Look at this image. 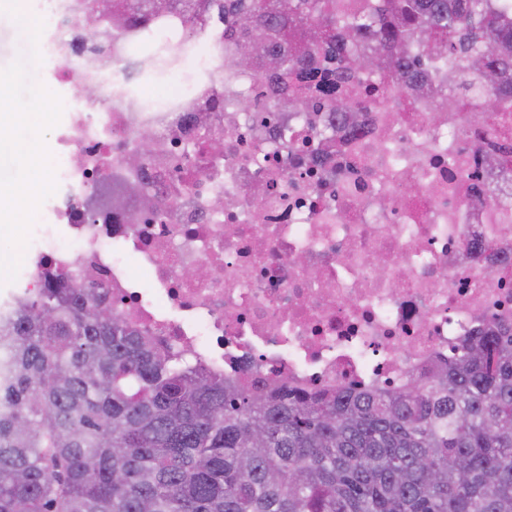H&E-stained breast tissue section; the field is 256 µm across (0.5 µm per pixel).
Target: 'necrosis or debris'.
I'll return each mask as SVG.
<instances>
[{
  "label": "necrosis or debris",
  "mask_w": 512,
  "mask_h": 512,
  "mask_svg": "<svg viewBox=\"0 0 512 512\" xmlns=\"http://www.w3.org/2000/svg\"><path fill=\"white\" fill-rule=\"evenodd\" d=\"M78 2L31 0L42 58L60 82L86 79L98 94L62 100L57 190L17 279L0 286V311L59 273L83 286L90 269L132 330L191 350L206 370L251 389L284 379L327 393L403 385L464 337L512 326V134L493 137L473 100L449 122L433 119L436 86L364 94L346 122L316 96L293 112L266 82L229 79L198 40L178 48L201 67L197 94L227 97L223 111H193L177 87L130 112L122 90L143 79L133 54L82 45ZM285 124L300 141L280 139ZM143 126L157 151L131 169ZM202 126L224 152L201 145L186 160ZM116 174L150 185L154 208L133 196L88 217L91 189ZM219 193L232 208H212Z\"/></svg>",
  "instance_id": "obj_1"
}]
</instances>
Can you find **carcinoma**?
I'll use <instances>...</instances> for the list:
<instances>
[{
	"instance_id": "obj_1",
	"label": "carcinoma",
	"mask_w": 512,
	"mask_h": 512,
	"mask_svg": "<svg viewBox=\"0 0 512 512\" xmlns=\"http://www.w3.org/2000/svg\"><path fill=\"white\" fill-rule=\"evenodd\" d=\"M88 0L98 40L150 45L162 20L224 44L223 69L353 111L351 76L411 93L448 76L496 116L512 103V0ZM180 61L166 43L136 68ZM0 512H512V330L388 389L252 391L133 332L107 295L65 279L0 317Z\"/></svg>"
}]
</instances>
